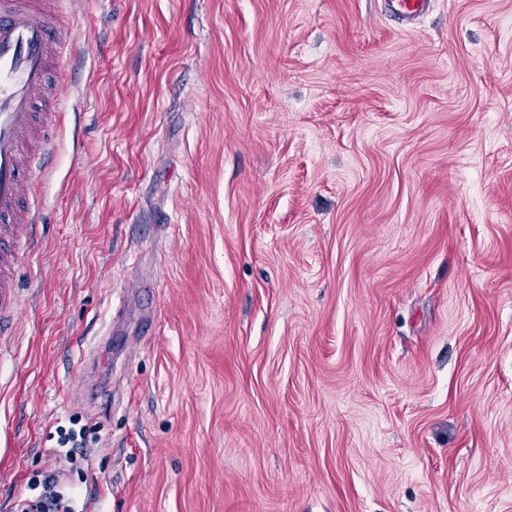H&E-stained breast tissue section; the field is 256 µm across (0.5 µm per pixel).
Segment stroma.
<instances>
[{"mask_svg":"<svg viewBox=\"0 0 512 512\" xmlns=\"http://www.w3.org/2000/svg\"><path fill=\"white\" fill-rule=\"evenodd\" d=\"M62 26L0 512L53 465L85 512H512V0ZM394 15L403 20H411L421 15L430 0H389Z\"/></svg>","mask_w":512,"mask_h":512,"instance_id":"35a3bbf8","label":"stroma"}]
</instances>
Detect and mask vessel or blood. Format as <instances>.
I'll use <instances>...</instances> for the list:
<instances>
[{
    "label": "vessel or blood",
    "mask_w": 512,
    "mask_h": 512,
    "mask_svg": "<svg viewBox=\"0 0 512 512\" xmlns=\"http://www.w3.org/2000/svg\"><path fill=\"white\" fill-rule=\"evenodd\" d=\"M429 0H390V9L403 20L421 15ZM68 43L56 40L52 26L34 0H0V221L12 250L0 253V330L14 324L19 299L11 277L12 261L31 255L32 228L44 202L27 178L43 167L53 150L44 138L41 151L25 154L24 141L34 121V101L46 80L50 57L65 58Z\"/></svg>",
    "instance_id": "vessel-or-blood-1"
}]
</instances>
